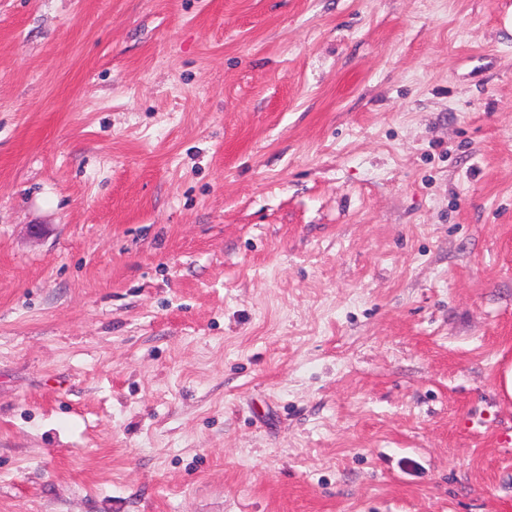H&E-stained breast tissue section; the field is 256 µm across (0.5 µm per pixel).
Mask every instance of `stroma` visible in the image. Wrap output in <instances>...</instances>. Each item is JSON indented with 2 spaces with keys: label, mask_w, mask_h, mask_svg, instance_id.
Listing matches in <instances>:
<instances>
[{
  "label": "stroma",
  "mask_w": 512,
  "mask_h": 512,
  "mask_svg": "<svg viewBox=\"0 0 512 512\" xmlns=\"http://www.w3.org/2000/svg\"><path fill=\"white\" fill-rule=\"evenodd\" d=\"M512 0H0V512H512Z\"/></svg>",
  "instance_id": "35a3bbf8"
}]
</instances>
